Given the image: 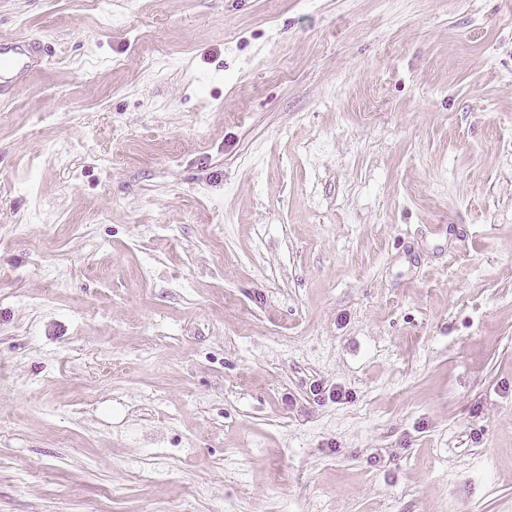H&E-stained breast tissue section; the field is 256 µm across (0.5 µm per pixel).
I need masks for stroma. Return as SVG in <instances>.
Instances as JSON below:
<instances>
[{
	"mask_svg": "<svg viewBox=\"0 0 512 512\" xmlns=\"http://www.w3.org/2000/svg\"><path fill=\"white\" fill-rule=\"evenodd\" d=\"M0 38V512H512V0ZM0 40V98L9 96L17 81L38 63L36 40Z\"/></svg>",
	"mask_w": 512,
	"mask_h": 512,
	"instance_id": "1",
	"label": "stroma"
}]
</instances>
